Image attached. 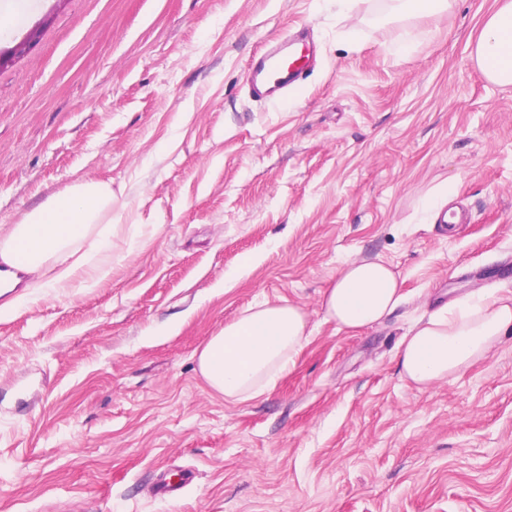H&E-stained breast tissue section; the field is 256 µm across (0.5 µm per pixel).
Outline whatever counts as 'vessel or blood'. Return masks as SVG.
I'll return each mask as SVG.
<instances>
[{"label":"vessel or blood","instance_id":"obj_1","mask_svg":"<svg viewBox=\"0 0 512 512\" xmlns=\"http://www.w3.org/2000/svg\"><path fill=\"white\" fill-rule=\"evenodd\" d=\"M304 40V28H297L294 33L269 39L264 48L250 59L248 81L255 98L281 100L300 87L308 71V49ZM188 482L189 476L185 472H162L156 481V493L164 499H180Z\"/></svg>","mask_w":512,"mask_h":512}]
</instances>
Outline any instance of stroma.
<instances>
[{"label":"stroma","mask_w":512,"mask_h":512,"mask_svg":"<svg viewBox=\"0 0 512 512\" xmlns=\"http://www.w3.org/2000/svg\"><path fill=\"white\" fill-rule=\"evenodd\" d=\"M26 4L1 47L53 20L0 68V236L84 179L120 206L108 278L0 301V512H512V335L429 387L397 361L431 311L512 295V85L471 58L500 0ZM300 24L313 72L255 100L250 58ZM361 258L403 301L351 332L320 299ZM278 299L309 342L225 402L199 352ZM172 468L176 501L154 493ZM190 476L180 470L177 474L164 471L159 474L156 481V493L161 498L178 500L183 496V490L189 482Z\"/></svg>","instance_id":"obj_1"}]
</instances>
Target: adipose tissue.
<instances>
[{
    "label": "adipose tissue",
    "mask_w": 512,
    "mask_h": 512,
    "mask_svg": "<svg viewBox=\"0 0 512 512\" xmlns=\"http://www.w3.org/2000/svg\"><path fill=\"white\" fill-rule=\"evenodd\" d=\"M488 81L512 84V0H502L485 21L473 51ZM112 191L86 180L31 211L0 238V261L26 255L29 287L57 292L87 287L105 278L112 256ZM402 296L393 270L382 260L344 264L322 296L326 318L359 330L387 319ZM512 334V296H482L432 313L414 326L398 349L403 377L420 386L448 380L490 359ZM309 333L303 310L288 301L246 308L212 336L198 357L207 385L226 402L259 395L295 364Z\"/></svg>",
    "instance_id": "ef3b65f1"
}]
</instances>
